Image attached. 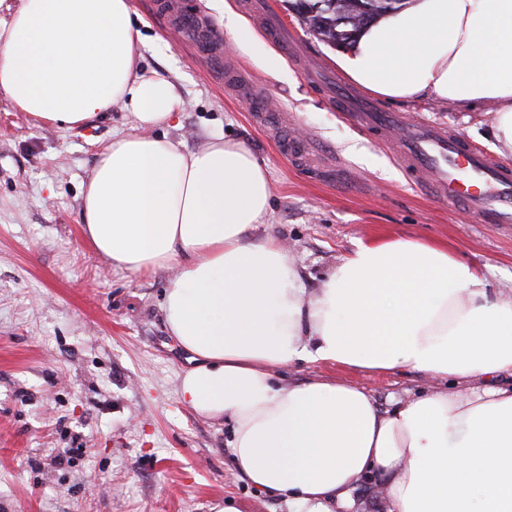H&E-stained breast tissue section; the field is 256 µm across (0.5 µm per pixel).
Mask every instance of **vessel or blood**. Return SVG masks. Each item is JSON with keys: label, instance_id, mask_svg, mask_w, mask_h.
Masks as SVG:
<instances>
[{"label": "vessel or blood", "instance_id": "vessel-or-blood-1", "mask_svg": "<svg viewBox=\"0 0 512 512\" xmlns=\"http://www.w3.org/2000/svg\"><path fill=\"white\" fill-rule=\"evenodd\" d=\"M255 12L263 19L269 35L284 50L293 51L295 38L289 35L287 23L271 0H263ZM178 27L181 32L195 35V45L209 71L221 77L227 93L245 99L250 110L260 113L268 125L287 121V114L270 110L268 97L255 87L244 85L245 70L239 61L225 55L213 40L199 38L194 18H181ZM313 81L329 91V100L337 112L394 154L415 189L452 203L480 223L512 224L511 167L494 161L445 127L407 122L401 113L388 111L343 87L325 67H318Z\"/></svg>", "mask_w": 512, "mask_h": 512}]
</instances>
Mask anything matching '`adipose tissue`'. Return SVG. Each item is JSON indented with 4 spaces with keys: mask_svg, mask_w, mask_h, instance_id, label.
I'll return each mask as SVG.
<instances>
[{
    "mask_svg": "<svg viewBox=\"0 0 512 512\" xmlns=\"http://www.w3.org/2000/svg\"><path fill=\"white\" fill-rule=\"evenodd\" d=\"M130 0H19L0 18V94L73 129L123 104L135 124L98 154L80 222L114 267H177L166 323L191 355L178 398L231 425L237 477L289 512H349L377 479L387 512H512V295L484 270L418 237L370 238L306 296L286 243L255 237L269 169L209 131L197 149L162 134L184 101L140 67ZM337 68L390 103L431 96L491 106L512 157V0H411L336 53ZM419 371L435 386L383 410L341 381L289 385V364Z\"/></svg>",
    "mask_w": 512,
    "mask_h": 512,
    "instance_id": "adipose-tissue-1",
    "label": "adipose tissue"
}]
</instances>
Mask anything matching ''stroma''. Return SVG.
<instances>
[{
    "label": "stroma",
    "mask_w": 512,
    "mask_h": 512,
    "mask_svg": "<svg viewBox=\"0 0 512 512\" xmlns=\"http://www.w3.org/2000/svg\"><path fill=\"white\" fill-rule=\"evenodd\" d=\"M146 39L143 64L176 82L185 105L167 127L189 150L213 130L245 142L273 185L272 210L256 236L288 243L307 293L371 237L417 236L488 267L490 288L512 292V228L482 224L413 189L390 151L336 112L309 80L310 61L333 67L332 46L314 37L296 0H276L302 40L303 59L268 72L251 49L228 39L208 0H182L215 41L263 86L282 133L259 128L229 97L205 60L182 43L153 0H130ZM393 111L453 129L494 153L491 114L423 98ZM122 105L66 130L15 110L0 95V512H214L225 498L242 512H288L278 498L233 474L229 426L180 403L187 353L161 304L175 269L133 274L97 255L79 219L80 191L114 131L130 130ZM313 140L329 154L292 159L280 136ZM286 382L344 381L384 410L430 379L322 362L286 367ZM67 461H60V454Z\"/></svg>",
    "instance_id": "1"
}]
</instances>
